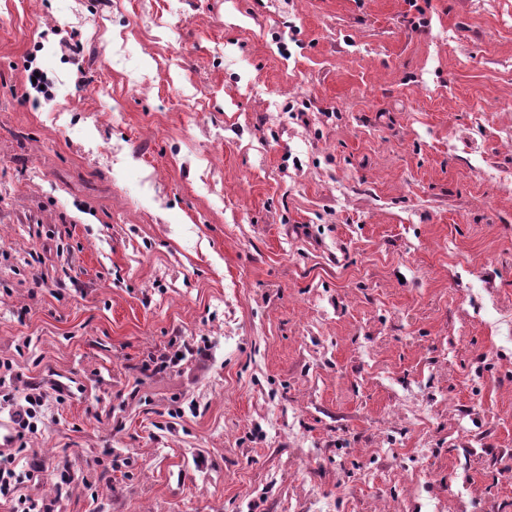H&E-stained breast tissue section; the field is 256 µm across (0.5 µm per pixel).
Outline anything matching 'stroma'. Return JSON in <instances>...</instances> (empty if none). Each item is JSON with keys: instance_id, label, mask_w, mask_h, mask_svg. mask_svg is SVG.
Segmentation results:
<instances>
[{"instance_id": "35a3bbf8", "label": "stroma", "mask_w": 512, "mask_h": 512, "mask_svg": "<svg viewBox=\"0 0 512 512\" xmlns=\"http://www.w3.org/2000/svg\"><path fill=\"white\" fill-rule=\"evenodd\" d=\"M4 361L59 512H512V0H0ZM203 345L196 343L194 339H187L183 336H175L169 347L171 351L164 352L157 358L151 359L152 363L159 368H167L170 365H178L187 355H206L208 350L206 341H202ZM181 354V357H178ZM24 395V403H15L12 417L18 422L20 431L17 437L22 438L26 432L37 431L39 416L47 397L46 390L38 384H33Z\"/></svg>"}]
</instances>
